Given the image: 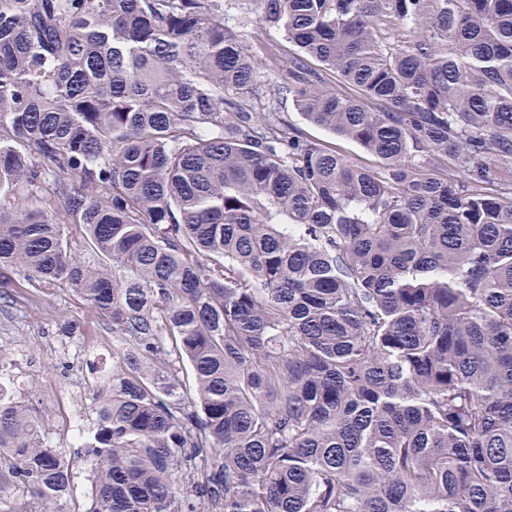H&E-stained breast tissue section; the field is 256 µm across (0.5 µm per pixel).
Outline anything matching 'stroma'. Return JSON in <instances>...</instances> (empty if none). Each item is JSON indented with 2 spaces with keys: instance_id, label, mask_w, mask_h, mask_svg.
<instances>
[{
  "instance_id": "obj_1",
  "label": "stroma",
  "mask_w": 512,
  "mask_h": 512,
  "mask_svg": "<svg viewBox=\"0 0 512 512\" xmlns=\"http://www.w3.org/2000/svg\"><path fill=\"white\" fill-rule=\"evenodd\" d=\"M224 23L258 58L287 53L281 35L263 30L252 0H224ZM112 371V326L64 288L24 286L0 296V375L19 400L40 407L52 445H73L92 424L98 375Z\"/></svg>"
}]
</instances>
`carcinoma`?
Instances as JSON below:
<instances>
[{"instance_id":"1","label":"carcinoma","mask_w":512,"mask_h":512,"mask_svg":"<svg viewBox=\"0 0 512 512\" xmlns=\"http://www.w3.org/2000/svg\"><path fill=\"white\" fill-rule=\"evenodd\" d=\"M254 2L288 57L224 0H0V288L119 342L76 448L0 381V512H76L82 455L84 512H512V0ZM224 24L252 47L259 59L272 52L288 53L289 45L280 34L261 28L251 0H224ZM276 106L279 108L281 112L285 115L288 120L302 127L307 136L311 139L315 140H323L326 142L336 143L339 145L344 153L351 158V160L356 162H361L365 164H372L373 159L364 153L363 149L354 142L345 141L339 138H335L331 133L318 128L316 126H312L307 124L302 117L294 110L292 104L287 100H275Z\"/></svg>"}]
</instances>
